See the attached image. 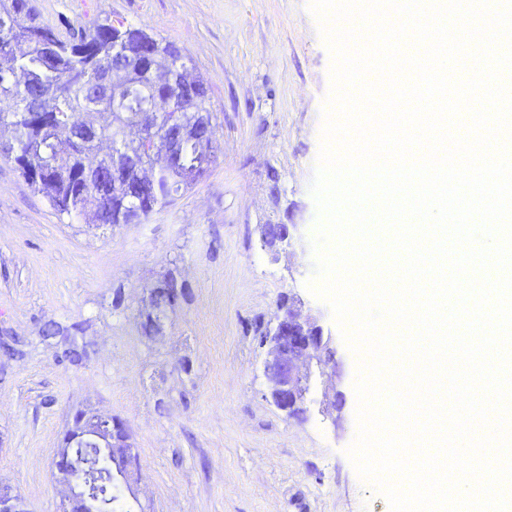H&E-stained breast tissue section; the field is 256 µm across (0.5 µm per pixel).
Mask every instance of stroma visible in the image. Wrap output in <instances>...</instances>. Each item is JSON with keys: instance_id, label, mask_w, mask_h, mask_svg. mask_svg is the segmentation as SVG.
Returning a JSON list of instances; mask_svg holds the SVG:
<instances>
[{"instance_id": "stroma-1", "label": "stroma", "mask_w": 512, "mask_h": 512, "mask_svg": "<svg viewBox=\"0 0 512 512\" xmlns=\"http://www.w3.org/2000/svg\"><path fill=\"white\" fill-rule=\"evenodd\" d=\"M60 34L122 20L175 42L208 86L220 151L174 204L137 224L59 216L0 157V483L29 512H59L53 460L73 413L123 421L140 459L135 512H391L357 473V358L306 287L332 57L310 0H34ZM294 224L273 253L260 233ZM183 286L145 334L152 288ZM296 295L333 336L335 421L265 399L261 333ZM74 331L88 357L62 360Z\"/></svg>"}]
</instances>
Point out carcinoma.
I'll return each instance as SVG.
<instances>
[{"mask_svg":"<svg viewBox=\"0 0 512 512\" xmlns=\"http://www.w3.org/2000/svg\"><path fill=\"white\" fill-rule=\"evenodd\" d=\"M0 139L14 147V162L34 191L69 219L93 213L99 224L114 223L125 209L126 220L136 216L129 196L136 194L135 177L112 182V167L90 173L85 167L91 149L81 136L95 133L111 145H128L130 125L155 96L193 90L182 111H206L208 87L183 62L175 43L158 40L125 24L98 23L70 38L45 24L33 0H0ZM131 68L127 84L117 94L98 84L101 68ZM174 68V87H156L154 67ZM217 139H189L177 157L159 164L153 201L162 209L197 183L215 163ZM62 357L80 365L86 346L76 338ZM97 481L98 505L104 512H126L112 483V466L104 448H90Z\"/></svg>","mask_w":512,"mask_h":512,"instance_id":"cac0c4a2","label":"carcinoma"}]
</instances>
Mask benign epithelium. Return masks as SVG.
I'll use <instances>...</instances> for the list:
<instances>
[{
  "instance_id": "7a95c632",
  "label": "benign epithelium",
  "mask_w": 512,
  "mask_h": 512,
  "mask_svg": "<svg viewBox=\"0 0 512 512\" xmlns=\"http://www.w3.org/2000/svg\"><path fill=\"white\" fill-rule=\"evenodd\" d=\"M175 99L164 96L155 98L149 109L138 114L136 137L152 140L158 157L168 158L175 144L189 129L203 134L210 133V126L190 113L183 118V126L172 134L158 130V111L171 110ZM127 169L135 172L137 183L148 189L155 184L154 170L149 161L133 151L126 153ZM297 239V225L285 224L279 236L269 242L261 238L262 246L279 249L290 246ZM300 299L288 297L281 300L277 313L263 333L266 347L263 374L267 382L266 399L288 417L303 415L309 406L318 404V413L325 419L336 421V412L345 406L343 393L336 391V350L332 335L317 321L302 318ZM322 384L321 398L312 397L315 382ZM82 448H105L112 454V468L120 486L129 490L138 473V458L130 442L127 427L110 415L78 410L64 434L54 467L68 486V495L61 505V512H92L89 486L77 479V472L88 469L80 453ZM0 512H28L23 497L16 493L0 498Z\"/></svg>"
}]
</instances>
